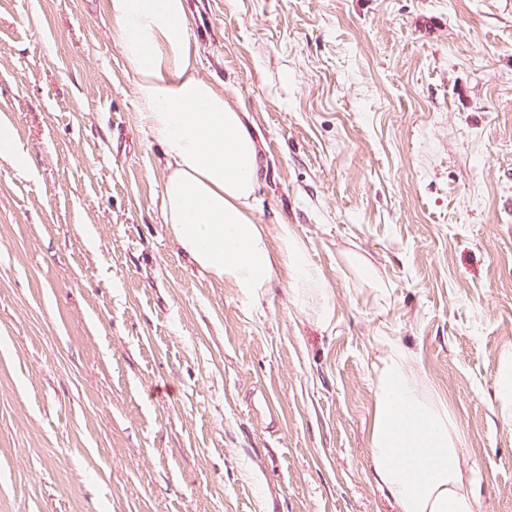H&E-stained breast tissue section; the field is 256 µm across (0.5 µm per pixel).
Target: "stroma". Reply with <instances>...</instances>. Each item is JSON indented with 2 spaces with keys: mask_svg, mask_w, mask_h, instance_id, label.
Here are the masks:
<instances>
[{
  "mask_svg": "<svg viewBox=\"0 0 512 512\" xmlns=\"http://www.w3.org/2000/svg\"><path fill=\"white\" fill-rule=\"evenodd\" d=\"M188 8L198 74L260 147L255 216L306 238L336 322L171 242L107 0H0V123L31 159L0 158V512H396L368 461L390 336L448 407L476 512H512V0ZM498 413L505 423H512V346L502 347L498 353L496 373ZM247 408L248 412L260 418L266 429H272L279 420L277 407L262 388H257L252 392L247 401Z\"/></svg>",
  "mask_w": 512,
  "mask_h": 512,
  "instance_id": "obj_1",
  "label": "stroma"
}]
</instances>
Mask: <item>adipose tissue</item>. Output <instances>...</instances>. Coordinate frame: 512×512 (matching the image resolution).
Here are the masks:
<instances>
[{"label": "adipose tissue", "instance_id": "1", "mask_svg": "<svg viewBox=\"0 0 512 512\" xmlns=\"http://www.w3.org/2000/svg\"><path fill=\"white\" fill-rule=\"evenodd\" d=\"M122 55L136 77L140 121L162 147L164 224L204 273L252 299L277 272L305 317L333 323L331 288L295 225L269 238L254 216L257 144L222 89L200 77L187 0H108ZM410 354L388 340L374 364L369 465L398 512H475L471 473L447 408L421 393Z\"/></svg>", "mask_w": 512, "mask_h": 512}]
</instances>
